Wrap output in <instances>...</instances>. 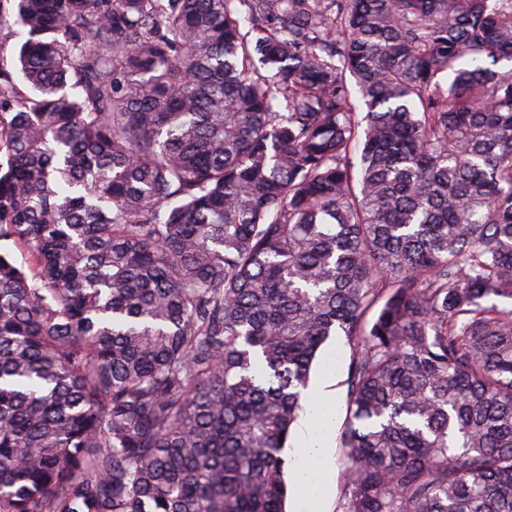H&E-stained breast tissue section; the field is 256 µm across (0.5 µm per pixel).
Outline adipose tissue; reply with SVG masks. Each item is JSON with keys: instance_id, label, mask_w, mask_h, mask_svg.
Here are the masks:
<instances>
[{"instance_id": "ef3b65f1", "label": "adipose tissue", "mask_w": 512, "mask_h": 512, "mask_svg": "<svg viewBox=\"0 0 512 512\" xmlns=\"http://www.w3.org/2000/svg\"><path fill=\"white\" fill-rule=\"evenodd\" d=\"M332 377L321 376L305 393L306 409L296 428L292 473L300 487L311 486L315 476L330 472L336 446V391Z\"/></svg>"}]
</instances>
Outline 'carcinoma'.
<instances>
[{"label": "carcinoma", "instance_id": "obj_1", "mask_svg": "<svg viewBox=\"0 0 512 512\" xmlns=\"http://www.w3.org/2000/svg\"><path fill=\"white\" fill-rule=\"evenodd\" d=\"M10 22L0 512H286L337 337L336 512H512V0ZM5 26L0 35V42L3 47V59L7 69L11 72L14 78H19V74L13 67V56L17 53L21 42L23 41V33L19 26L12 25Z\"/></svg>", "mask_w": 512, "mask_h": 512}]
</instances>
